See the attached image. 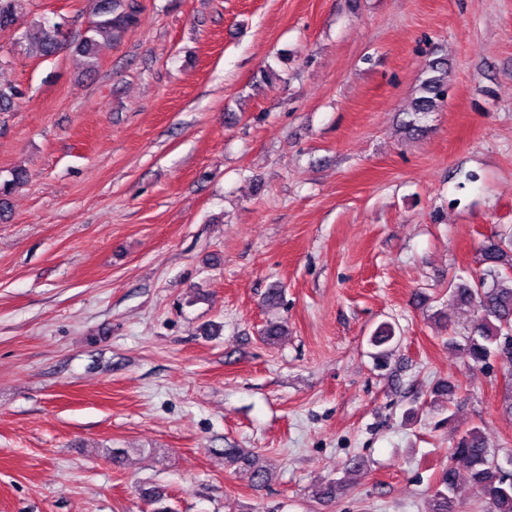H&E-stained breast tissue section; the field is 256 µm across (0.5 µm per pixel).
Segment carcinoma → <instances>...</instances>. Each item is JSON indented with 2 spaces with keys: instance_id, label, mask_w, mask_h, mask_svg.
I'll use <instances>...</instances> for the list:
<instances>
[{
  "instance_id": "obj_1",
  "label": "carcinoma",
  "mask_w": 512,
  "mask_h": 512,
  "mask_svg": "<svg viewBox=\"0 0 512 512\" xmlns=\"http://www.w3.org/2000/svg\"><path fill=\"white\" fill-rule=\"evenodd\" d=\"M27 0H0V30L22 28L21 43L33 56H48L69 45L65 23L47 20H26ZM97 20L90 32L77 45L89 69L97 66V36L115 37L136 20L135 0H95ZM448 95V66L443 61L432 63L417 89L410 109L404 113L400 128L408 137L423 131L426 116L439 109ZM26 171L18 168L11 178L0 183V194L8 195L26 181ZM481 261L485 268L476 275L459 277L448 286V296L455 305L472 309L474 319L470 334L463 342L448 337V344L462 349L471 362L487 364L500 360L512 366V241H494L482 248ZM288 335L284 321H269L261 330L262 340L273 343ZM395 337L393 327L381 324L371 336L372 345L379 348L376 367L388 364L386 345ZM458 385L451 381L439 384L431 392V403L446 409L444 399L455 394ZM224 458L252 468L254 486L261 488L270 479V471L257 465L256 455L241 448H226ZM451 464L442 470L438 488L429 500V512H457L455 491L459 479L457 464H462L467 482L488 505V512H512V470L509 471L490 454L485 437L478 427L464 431L450 450Z\"/></svg>"
}]
</instances>
